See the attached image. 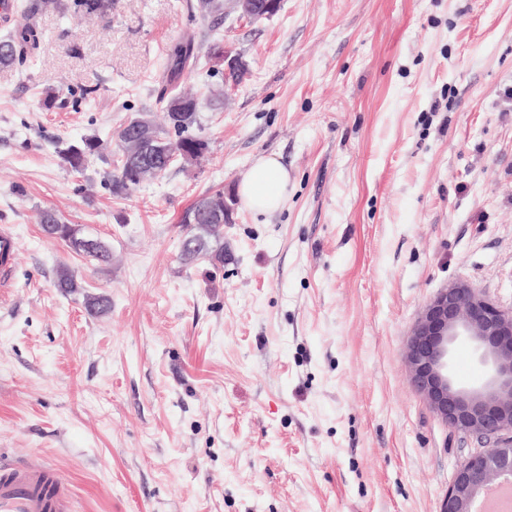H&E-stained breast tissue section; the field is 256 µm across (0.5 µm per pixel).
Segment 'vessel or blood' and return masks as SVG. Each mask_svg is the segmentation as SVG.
Segmentation results:
<instances>
[{"label":"vessel or blood","mask_w":512,"mask_h":512,"mask_svg":"<svg viewBox=\"0 0 512 512\" xmlns=\"http://www.w3.org/2000/svg\"><path fill=\"white\" fill-rule=\"evenodd\" d=\"M19 242L12 231L0 229V288L10 285V269ZM0 512H73L72 498L62 477L48 464L17 462L0 466Z\"/></svg>","instance_id":"obj_1"}]
</instances>
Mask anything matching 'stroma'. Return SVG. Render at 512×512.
<instances>
[{
    "label": "stroma",
    "mask_w": 512,
    "mask_h": 512,
    "mask_svg": "<svg viewBox=\"0 0 512 512\" xmlns=\"http://www.w3.org/2000/svg\"><path fill=\"white\" fill-rule=\"evenodd\" d=\"M107 19L39 15L40 48L0 66V225L20 253L0 293V462L39 458L73 512H440L483 440L412 383L411 329L464 280L512 304V0H283L201 21L195 0H113ZM229 39L237 85L200 61L209 152L113 198L115 156L67 143L164 121L160 75L184 35ZM78 107L46 109L45 86ZM290 176L281 209L235 208L224 264L187 266L179 219L253 159ZM105 243L102 270L41 211ZM68 267L82 291L55 286ZM106 294L90 315L86 295ZM453 380L482 386L473 343ZM108 145L97 136L84 137L80 141L68 144L61 150L64 163L74 171H82L90 157H104Z\"/></svg>",
    "instance_id": "35a3bbf8"
}]
</instances>
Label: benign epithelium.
I'll list each match as a JSON object with an SVG mask.
<instances>
[{
  "instance_id": "7a95c632",
  "label": "benign epithelium",
  "mask_w": 512,
  "mask_h": 512,
  "mask_svg": "<svg viewBox=\"0 0 512 512\" xmlns=\"http://www.w3.org/2000/svg\"><path fill=\"white\" fill-rule=\"evenodd\" d=\"M467 337L489 365L479 388L457 387L449 376V346ZM411 380L448 426L488 444L456 471L440 512H476L493 486L512 483V306L493 303L465 282L441 289L416 321L408 344Z\"/></svg>"
}]
</instances>
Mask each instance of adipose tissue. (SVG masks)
I'll list each match as a JSON object with an SVG mask.
<instances>
[{"mask_svg":"<svg viewBox=\"0 0 512 512\" xmlns=\"http://www.w3.org/2000/svg\"><path fill=\"white\" fill-rule=\"evenodd\" d=\"M236 193L240 202L255 213L276 211L288 196V173L275 158L258 157L239 182Z\"/></svg>","mask_w":512,"mask_h":512,"instance_id":"ef3b65f1","label":"adipose tissue"}]
</instances>
